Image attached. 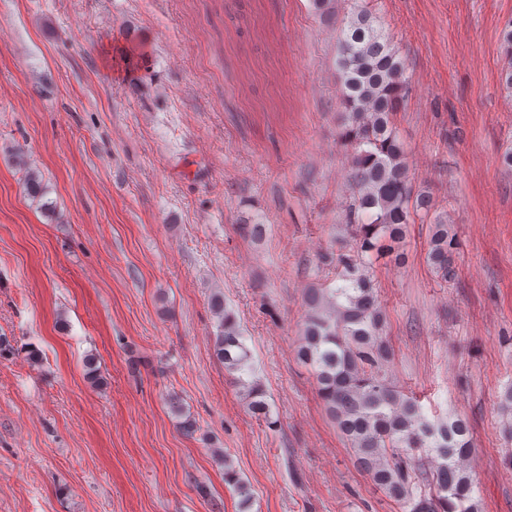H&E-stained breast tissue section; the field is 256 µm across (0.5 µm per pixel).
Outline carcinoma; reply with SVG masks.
Returning a JSON list of instances; mask_svg holds the SVG:
<instances>
[{
    "instance_id": "obj_1",
    "label": "carcinoma",
    "mask_w": 512,
    "mask_h": 512,
    "mask_svg": "<svg viewBox=\"0 0 512 512\" xmlns=\"http://www.w3.org/2000/svg\"><path fill=\"white\" fill-rule=\"evenodd\" d=\"M341 29L336 71L345 109L342 140L349 151L345 231L324 262L336 269V287L313 288L297 359L316 381L317 395L335 421L359 470L395 502L398 512H476L466 467L471 427L454 413L427 415L394 383V349L378 300L375 263L406 261L404 242L416 215H429L430 197L416 193L395 116L409 95L405 60L366 0H351ZM25 194L40 199L42 176L26 171ZM427 260L443 281L453 278L457 241L448 222L430 223ZM214 352L242 387L252 413L268 417L265 391L235 317L218 303Z\"/></svg>"
}]
</instances>
